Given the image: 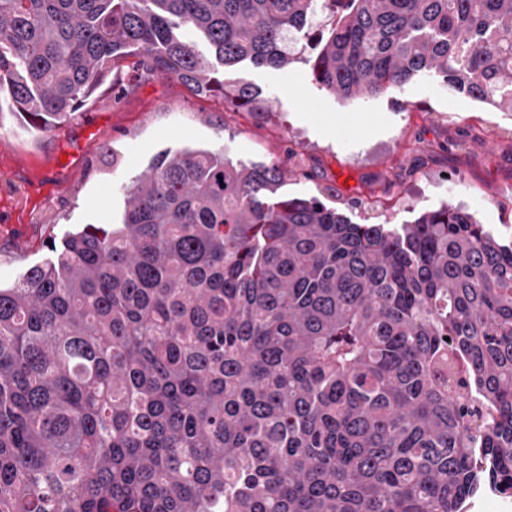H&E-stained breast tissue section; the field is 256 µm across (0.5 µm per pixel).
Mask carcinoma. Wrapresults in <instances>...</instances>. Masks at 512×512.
I'll return each mask as SVG.
<instances>
[{"mask_svg": "<svg viewBox=\"0 0 512 512\" xmlns=\"http://www.w3.org/2000/svg\"><path fill=\"white\" fill-rule=\"evenodd\" d=\"M187 26L209 47L179 33ZM321 39L307 57L288 40ZM129 56L267 112L243 61L512 112V0H0L36 129ZM284 170L155 157L119 224L0 285V512H468L512 495V244L460 206L354 224Z\"/></svg>", "mask_w": 512, "mask_h": 512, "instance_id": "1", "label": "carcinoma"}]
</instances>
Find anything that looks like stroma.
I'll list each match as a JSON object with an SVG mask.
<instances>
[{"label": "stroma", "instance_id": "stroma-1", "mask_svg": "<svg viewBox=\"0 0 512 512\" xmlns=\"http://www.w3.org/2000/svg\"><path fill=\"white\" fill-rule=\"evenodd\" d=\"M118 67L120 86L103 84L50 129L0 110L1 283L50 258L68 232L119 223L134 178L158 153L187 145L247 164L278 161L281 194L318 197L356 224H406L449 203L512 239V114L436 79L342 100L305 63L244 62L233 79L271 106L251 112L175 78L145 77L135 58Z\"/></svg>", "mask_w": 512, "mask_h": 512}]
</instances>
